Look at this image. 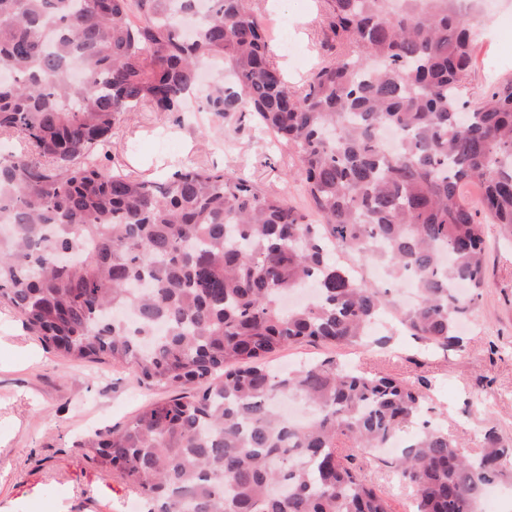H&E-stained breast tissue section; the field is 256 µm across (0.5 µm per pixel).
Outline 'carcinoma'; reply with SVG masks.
Returning a JSON list of instances; mask_svg holds the SVG:
<instances>
[{
    "label": "carcinoma",
    "instance_id": "obj_1",
    "mask_svg": "<svg viewBox=\"0 0 512 512\" xmlns=\"http://www.w3.org/2000/svg\"><path fill=\"white\" fill-rule=\"evenodd\" d=\"M339 50L296 88L252 0H0V304L74 360L192 394L75 447L138 488L143 512H394L343 448H386L419 421L418 388L291 344L356 345L387 291L330 247L413 281L411 335L460 349L485 280L484 226L512 237V82L464 99L477 29L456 0H326ZM223 68L200 91L209 61ZM251 120L297 159L320 217L190 161L161 178L108 168L127 112ZM395 131L393 150L381 141ZM312 306L284 310L306 285ZM294 394L313 418L279 415ZM512 464L494 432L469 454L429 420L391 460L414 512H481Z\"/></svg>",
    "mask_w": 512,
    "mask_h": 512
}]
</instances>
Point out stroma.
Masks as SVG:
<instances>
[{
  "mask_svg": "<svg viewBox=\"0 0 512 512\" xmlns=\"http://www.w3.org/2000/svg\"><path fill=\"white\" fill-rule=\"evenodd\" d=\"M269 31L279 15L290 25L271 50L294 85H302L329 55L320 26L322 0H255ZM476 19L468 96L512 82V0H487ZM249 178L263 192L299 204L297 160L250 120L220 123L209 113L133 112L112 138V162L148 177L174 171L187 160ZM486 284L462 328L465 347L443 351L414 339L383 313L364 345L338 348L294 344L269 363L284 369L338 357L374 373L410 383L428 382L426 418L438 421L478 452L494 430L512 442V240L498 225L485 227ZM140 385L112 362L73 361L45 346L22 318L0 306V512H134L139 492L118 472L83 457L73 443L95 429L127 427L147 405L166 398ZM356 462L392 499L395 512H413L411 489L384 456L358 451Z\"/></svg>",
  "mask_w": 512,
  "mask_h": 512,
  "instance_id": "1",
  "label": "stroma"
}]
</instances>
